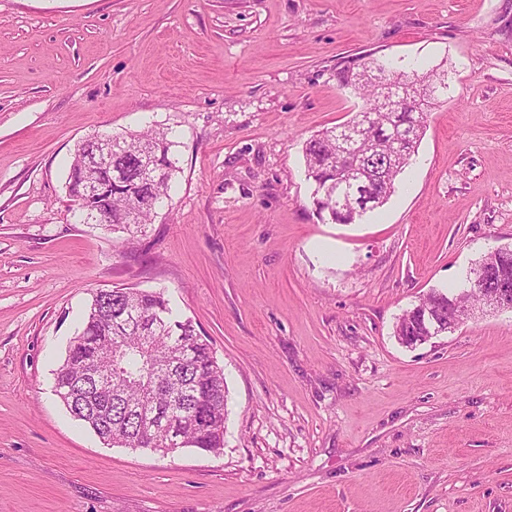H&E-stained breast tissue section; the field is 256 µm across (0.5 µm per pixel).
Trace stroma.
<instances>
[{
	"mask_svg": "<svg viewBox=\"0 0 512 512\" xmlns=\"http://www.w3.org/2000/svg\"><path fill=\"white\" fill-rule=\"evenodd\" d=\"M367 53L440 66L381 208L320 220L303 148ZM171 131L153 224L80 222L77 145ZM512 246V0H0V512H512V313L404 310ZM164 291L224 368V451L104 445L54 393L94 291Z\"/></svg>",
	"mask_w": 512,
	"mask_h": 512,
	"instance_id": "1",
	"label": "stroma"
}]
</instances>
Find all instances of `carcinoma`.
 I'll list each match as a JSON object with an SVG mask.
<instances>
[{"mask_svg":"<svg viewBox=\"0 0 512 512\" xmlns=\"http://www.w3.org/2000/svg\"><path fill=\"white\" fill-rule=\"evenodd\" d=\"M368 60L403 87L436 79L434 69H407L371 54L342 61L336 80L363 100V109L346 122L368 119L371 135L358 143V165L343 169L351 184L364 186L370 209L384 205L395 192L397 177L410 165L426 129L429 112H384L377 90L356 82V73ZM342 126L327 128L307 140L303 153L306 177L313 185V205L319 218L331 212V221L353 224L362 215L353 208L336 207L328 184L336 181ZM123 146L112 151V167L94 177L112 183V191L88 202L112 211V230L130 225L142 229L151 223L157 204L169 194L175 166L173 142L156 129L120 134ZM92 140L76 149L69 167V196L84 193L82 163ZM475 266L512 287V247H497ZM455 301L457 322L470 318L482 304V294L461 287L454 291L433 288L396 324L395 336L412 347L419 336H433L426 311L436 312ZM96 372V381L88 373ZM54 392L73 418L83 422L108 446L139 449L167 456L181 448H197L219 455L224 449L227 386L224 368L210 344L198 335L189 318H181L161 292L114 290L92 297L81 331L70 341L63 363L55 373Z\"/></svg>","mask_w":512,"mask_h":512,"instance_id":"obj_1","label":"carcinoma"}]
</instances>
